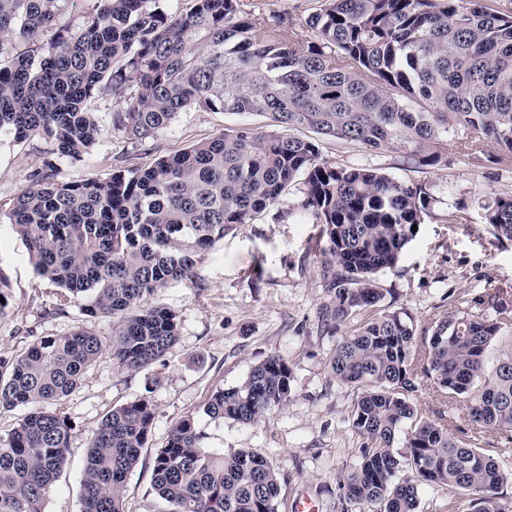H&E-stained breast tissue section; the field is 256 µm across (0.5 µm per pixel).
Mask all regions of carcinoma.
Returning a JSON list of instances; mask_svg holds the SVG:
<instances>
[{
  "label": "carcinoma",
  "mask_w": 512,
  "mask_h": 512,
  "mask_svg": "<svg viewBox=\"0 0 512 512\" xmlns=\"http://www.w3.org/2000/svg\"><path fill=\"white\" fill-rule=\"evenodd\" d=\"M61 0H0V53L56 25ZM165 0H100L79 32L62 30L39 58L0 66V131L41 135L53 154L80 161L100 126L87 103L125 101L114 124L132 140L154 136L198 106L249 113L265 129L224 132L144 169L106 179L29 176L6 214L39 276L61 289L55 313L80 305L115 319L112 335L78 328L0 354V412H26L0 435V512H45L67 465L72 427L65 400L100 354L128 371L161 363L179 338L177 314L149 305L169 282L190 277L192 255L250 224L297 180L299 208L320 226V272L333 296L319 308L337 332L331 375L355 390L348 429L361 440L357 463L338 480L340 512H418L421 486L442 491L440 512H512V294L496 290L417 334L405 312L382 309L376 275L396 266L436 198L421 184L377 168L321 157L332 137L366 149L441 162L448 133L468 145L494 141L512 157V12L477 0H322L297 46L288 19L245 14L240 0H194L179 16ZM304 129V137L288 134ZM494 238L512 242V197L481 203ZM292 372L271 354L206 412L244 426L288 404ZM450 408L426 411L410 394L423 385ZM467 410L472 431L453 424ZM142 398L112 409L89 438L81 512H126L124 489L152 433ZM494 433L497 446L485 438ZM187 416L157 449L155 512H278L279 472L259 453L201 446ZM411 471L414 478L402 476Z\"/></svg>",
  "instance_id": "obj_1"
}]
</instances>
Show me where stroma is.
Wrapping results in <instances>:
<instances>
[{
    "label": "stroma",
    "instance_id": "35a3bbf8",
    "mask_svg": "<svg viewBox=\"0 0 512 512\" xmlns=\"http://www.w3.org/2000/svg\"><path fill=\"white\" fill-rule=\"evenodd\" d=\"M245 12L287 16L296 45L313 41L308 25L320 0H240ZM100 122L97 143L83 161L52 155L41 136L23 141L0 135V213L28 185L29 176L53 162L61 180L107 178L118 169L144 168L158 158L211 139L224 131L264 125L262 117L190 107L153 138L128 139L112 122L122 100L103 93L88 104ZM330 163L379 168L402 180L430 187L438 202L418 226L397 265L381 272L377 284L388 310L408 313L418 327L429 326L456 309L461 299L491 288L512 292V242L498 243L478 206L486 196L512 195V160L490 140L481 141L476 159L448 149L434 167L418 156L396 150L371 152L333 139L319 142ZM304 187L294 183L276 205L195 254L193 276L173 281L150 303L176 312L179 339L164 363L137 372L119 367L103 351L83 383L66 400L71 419L70 455L45 512H81L83 462L92 431L112 408L142 397L152 401L156 416L147 448L125 483L127 512H152L153 456L171 428L193 416L209 450L251 448L279 472L287 501L279 512H296L301 498H312L317 512H336V478L351 470L360 445L345 419L355 393L331 376L328 361L336 335L318 325L317 311L329 294L315 257L319 227L299 214ZM460 207L462 223L442 214ZM0 275L9 284L11 311L0 320V352L23 351L29 341L67 334L76 326L102 336L112 320L87 317L71 307L60 317L53 309L57 287L34 270L23 240L10 224L0 222ZM272 354L283 356L292 371L288 404L268 412L257 424L243 426L205 412L210 394L241 384L251 368Z\"/></svg>",
    "mask_w": 512,
    "mask_h": 512
}]
</instances>
